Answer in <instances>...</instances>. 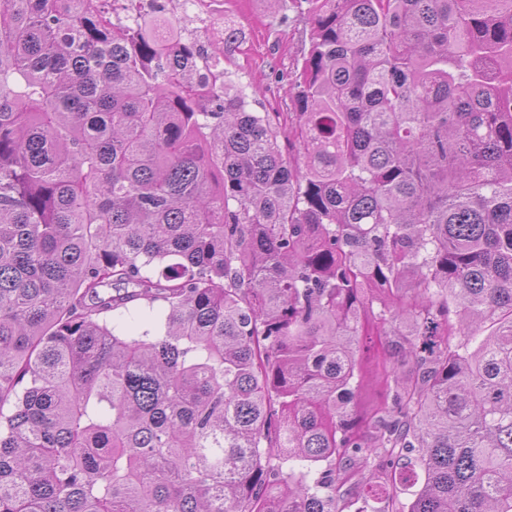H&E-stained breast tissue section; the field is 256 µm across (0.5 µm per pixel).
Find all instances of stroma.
<instances>
[{
  "mask_svg": "<svg viewBox=\"0 0 512 512\" xmlns=\"http://www.w3.org/2000/svg\"><path fill=\"white\" fill-rule=\"evenodd\" d=\"M299 0H203L197 14L225 16L243 29L246 40L224 61L227 81L243 90L255 112H290L295 90L276 82L275 73L297 75L310 46V28L300 19Z\"/></svg>",
  "mask_w": 512,
  "mask_h": 512,
  "instance_id": "35a3bbf8",
  "label": "stroma"
}]
</instances>
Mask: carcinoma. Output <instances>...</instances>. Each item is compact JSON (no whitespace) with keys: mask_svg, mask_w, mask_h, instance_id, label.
Here are the masks:
<instances>
[{"mask_svg":"<svg viewBox=\"0 0 512 512\" xmlns=\"http://www.w3.org/2000/svg\"><path fill=\"white\" fill-rule=\"evenodd\" d=\"M115 2L0 0V512H512V0H303L286 116Z\"/></svg>","mask_w":512,"mask_h":512,"instance_id":"1","label":"carcinoma"}]
</instances>
